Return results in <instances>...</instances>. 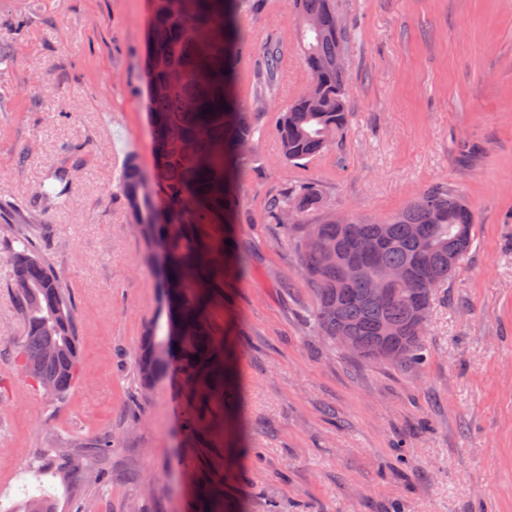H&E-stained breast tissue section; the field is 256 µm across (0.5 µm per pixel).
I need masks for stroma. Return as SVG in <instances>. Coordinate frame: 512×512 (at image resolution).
<instances>
[{
  "label": "stroma",
  "instance_id": "stroma-1",
  "mask_svg": "<svg viewBox=\"0 0 512 512\" xmlns=\"http://www.w3.org/2000/svg\"><path fill=\"white\" fill-rule=\"evenodd\" d=\"M350 32L351 120L305 166L279 154L275 114L309 84L297 21L245 7L238 71L279 38L295 68L289 95L258 118L240 176L234 236L214 321L236 350L227 404L245 448L195 447L186 392L137 376L142 339L165 323L156 264L116 184L125 157L154 168L145 72L151 0H0V203L32 209L78 317L84 376L61 404L12 364L23 328L0 285V505L23 512L43 484L55 512H189L202 469L226 473L245 512H512V0H334ZM80 156L68 198L32 197L48 169ZM298 179L332 211L376 220L436 183L463 195L474 245L433 301L424 364L366 363L308 322L298 256L266 219ZM112 434L110 455L88 441ZM74 442L80 471L108 481L35 480L30 464Z\"/></svg>",
  "mask_w": 512,
  "mask_h": 512
}]
</instances>
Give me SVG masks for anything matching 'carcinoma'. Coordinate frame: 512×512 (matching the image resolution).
I'll use <instances>...</instances> for the list:
<instances>
[{"mask_svg":"<svg viewBox=\"0 0 512 512\" xmlns=\"http://www.w3.org/2000/svg\"><path fill=\"white\" fill-rule=\"evenodd\" d=\"M152 2L146 77L155 172L145 175L131 155L117 189L148 260L165 253L163 287L171 311L164 335L157 323L148 329L138 370L145 384L170 371L180 377L189 396L186 432L200 447L211 448L229 425L224 402L233 392V369L213 309L224 287L225 256L239 250L228 230L237 214L236 176L261 133L259 113L247 111L237 98L236 17L249 0ZM288 6L298 19V48L310 82L276 113V130L283 160L298 167L335 144L349 124L345 72L336 69V57L347 54V34L331 0H288ZM281 63L279 42H266L257 61L256 106L273 100ZM171 70L180 73L173 87ZM77 166L51 170L34 199L64 196ZM0 214V266L23 327L14 366L35 390L50 384L54 401L61 403L81 377L67 282L42 251L30 215L4 206ZM267 218L294 245L313 299L310 317L322 335L333 344L339 336L351 337L350 353L369 362L420 363L434 296L473 246L475 218L458 191L435 184L404 210L364 221L329 213L318 186L301 179L270 199ZM312 236L319 242L316 250L307 248ZM391 267L402 269L407 280L383 284L388 297L372 299L371 289ZM47 351L52 357H45ZM70 448L66 441L55 442L53 455L36 458L31 472L38 479L51 474L69 480ZM201 487L194 512L237 510L224 498V474L205 476ZM25 512H53L43 486L27 499Z\"/></svg>","mask_w":512,"mask_h":512,"instance_id":"obj_1","label":"carcinoma"}]
</instances>
